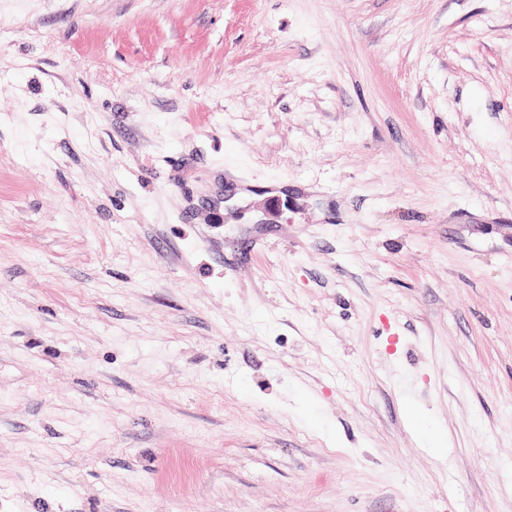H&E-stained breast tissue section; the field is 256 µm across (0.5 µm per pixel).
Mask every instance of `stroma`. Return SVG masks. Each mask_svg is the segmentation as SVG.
I'll list each match as a JSON object with an SVG mask.
<instances>
[{"instance_id": "obj_1", "label": "stroma", "mask_w": 512, "mask_h": 512, "mask_svg": "<svg viewBox=\"0 0 512 512\" xmlns=\"http://www.w3.org/2000/svg\"><path fill=\"white\" fill-rule=\"evenodd\" d=\"M508 462L512 0H0V512H512Z\"/></svg>"}]
</instances>
